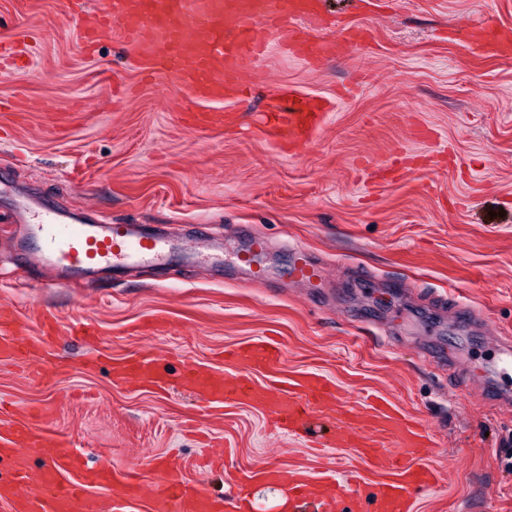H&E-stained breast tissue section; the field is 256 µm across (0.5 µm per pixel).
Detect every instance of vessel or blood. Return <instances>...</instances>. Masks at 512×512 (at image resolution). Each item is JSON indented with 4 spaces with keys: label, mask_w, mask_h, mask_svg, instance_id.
I'll return each mask as SVG.
<instances>
[{
    "label": "vessel or blood",
    "mask_w": 512,
    "mask_h": 512,
    "mask_svg": "<svg viewBox=\"0 0 512 512\" xmlns=\"http://www.w3.org/2000/svg\"><path fill=\"white\" fill-rule=\"evenodd\" d=\"M96 24L85 37L100 41L120 35L134 48L145 72L166 73L198 102L212 103L203 125L233 124V112L219 110L224 101L244 97L242 75L257 67L276 36L292 56L313 63L323 57L342 58L363 40L358 29L323 38L313 25L315 0H94ZM475 46L499 57L512 55V33L479 30ZM332 107L326 98L299 94L283 86L264 113L263 131L275 143L296 146L317 133ZM41 227L48 259L87 270L95 266L163 261L171 252L166 241L135 233L129 225H111L107 234L64 221L59 211L44 212ZM41 333L28 335L16 313L0 309V363L43 375L34 359L59 334V319L40 317ZM282 352L268 337L235 345L224 353V373L186 360L170 374L141 358L111 364L120 386L171 385L191 391L205 403L249 406L280 432H314L318 447L354 450L362 468L345 470L335 490L323 476L303 466L274 468L235 478L234 496L213 495L202 481L168 469L145 475L130 466L121 471H82L71 442L47 432L38 416L19 423L0 416V459H9L14 479L0 478V512H244L251 481L283 482L293 507L337 512L343 501L364 502V512H414L418 496L434 490L442 476L427 460L433 441L421 422L406 417L382 396L344 399L326 376L279 375ZM38 455L44 468L34 486H27L29 458Z\"/></svg>",
    "instance_id": "obj_1"
}]
</instances>
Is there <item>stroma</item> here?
<instances>
[{"label":"stroma","mask_w":512,"mask_h":512,"mask_svg":"<svg viewBox=\"0 0 512 512\" xmlns=\"http://www.w3.org/2000/svg\"><path fill=\"white\" fill-rule=\"evenodd\" d=\"M323 32L363 29L361 49L314 64L270 47L247 75L238 125H189L187 92L144 77L120 38L84 45L63 0H0V307L94 321L91 350L66 336L32 382L0 364V399L50 404L42 423L76 443L83 470L171 464L224 495L225 470H320L328 456L247 407L206 410L174 388L114 387L110 360L150 354L223 370L217 354L258 337L281 371L372 391L430 430L444 475L415 512H512V401L483 374L512 336V59L480 57L468 30L512 31V0H323ZM334 98L303 149L256 128L279 86ZM399 178H392V171ZM98 224H135L176 244L163 265L88 274L43 253L27 195ZM265 241L263 273L238 256ZM306 250L323 278L292 273Z\"/></svg>","instance_id":"stroma-1"}]
</instances>
